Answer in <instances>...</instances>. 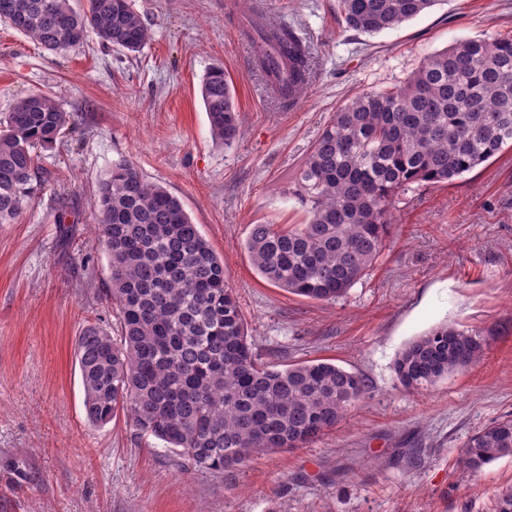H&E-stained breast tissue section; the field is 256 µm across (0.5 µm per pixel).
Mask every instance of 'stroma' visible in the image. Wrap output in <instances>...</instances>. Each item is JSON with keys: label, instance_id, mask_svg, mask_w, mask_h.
Wrapping results in <instances>:
<instances>
[{"label": "stroma", "instance_id": "obj_1", "mask_svg": "<svg viewBox=\"0 0 512 512\" xmlns=\"http://www.w3.org/2000/svg\"><path fill=\"white\" fill-rule=\"evenodd\" d=\"M337 0H134L152 38L128 54L95 34L62 53L0 24V114L54 93L75 124L38 150L43 182L0 224V512H493L512 457L465 477L458 450L512 416V151L452 184H415L382 256L343 299L264 281L245 249L255 224H302L296 173L354 95L402 85L458 41L512 38V0H439L368 37ZM294 25L311 49L304 97L285 105L252 67L253 10ZM223 66L241 135L213 141L201 81ZM176 195L224 260L262 362L328 359L363 374L365 397L305 447L212 473L125 417L91 425L75 362L89 324L117 323L94 205L113 164ZM448 323L480 332V361L429 391L403 390L398 352Z\"/></svg>", "mask_w": 512, "mask_h": 512}]
</instances>
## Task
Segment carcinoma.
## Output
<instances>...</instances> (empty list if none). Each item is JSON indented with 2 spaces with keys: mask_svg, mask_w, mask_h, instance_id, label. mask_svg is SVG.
I'll use <instances>...</instances> for the list:
<instances>
[{
  "mask_svg": "<svg viewBox=\"0 0 512 512\" xmlns=\"http://www.w3.org/2000/svg\"><path fill=\"white\" fill-rule=\"evenodd\" d=\"M438 0H337L344 28L373 36ZM0 22L52 52L95 33L129 53L151 31L132 0H0ZM254 67L276 78L284 103L310 81L309 46L295 29L252 22ZM201 95L213 140L233 144L240 114L224 69L211 68ZM73 125L55 98L33 93L0 120V224L11 223L41 185L38 147ZM512 148V38L469 39L425 58L407 82L355 95L325 125L297 177L305 224H254L246 240L270 285L337 301L378 262L400 196L414 184L450 183ZM99 234L110 257L119 333L96 324L78 338L88 422L127 414L196 467L222 472L267 452L302 448L333 430L368 389L326 360L262 364L220 259L181 200L120 162L99 183ZM478 332L442 325L398 353L399 385L423 393L481 359ZM512 456V418L461 446L469 474Z\"/></svg>",
  "mask_w": 512,
  "mask_h": 512,
  "instance_id": "1",
  "label": "carcinoma"
}]
</instances>
